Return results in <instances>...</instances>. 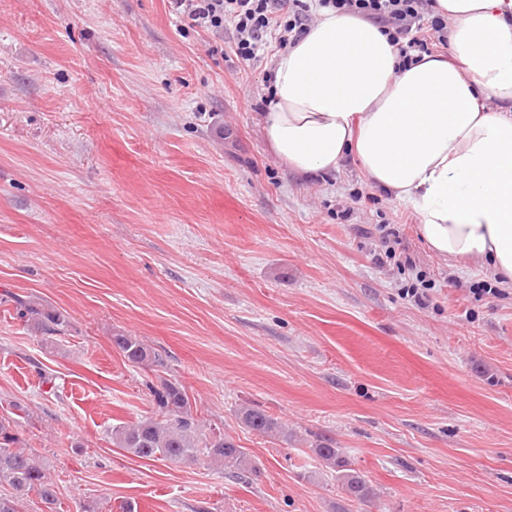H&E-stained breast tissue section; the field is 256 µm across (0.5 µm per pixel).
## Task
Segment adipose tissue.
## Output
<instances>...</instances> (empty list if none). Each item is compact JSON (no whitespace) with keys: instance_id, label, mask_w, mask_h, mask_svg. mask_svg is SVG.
<instances>
[{"instance_id":"adipose-tissue-1","label":"adipose tissue","mask_w":512,"mask_h":512,"mask_svg":"<svg viewBox=\"0 0 512 512\" xmlns=\"http://www.w3.org/2000/svg\"><path fill=\"white\" fill-rule=\"evenodd\" d=\"M435 3L452 55L401 71L378 26L322 11L273 61L266 145L307 179L355 162L434 255L512 284V0Z\"/></svg>"}]
</instances>
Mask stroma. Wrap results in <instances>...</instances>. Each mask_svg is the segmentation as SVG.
Masks as SVG:
<instances>
[{
	"label": "stroma",
	"mask_w": 512,
	"mask_h": 512,
	"mask_svg": "<svg viewBox=\"0 0 512 512\" xmlns=\"http://www.w3.org/2000/svg\"><path fill=\"white\" fill-rule=\"evenodd\" d=\"M273 55L181 27L168 0H0V415L63 512H512V287L433 255L411 208L354 163L321 182L268 151ZM434 282L421 308L372 230ZM64 314L45 338L16 299ZM164 366L132 364L115 334ZM182 385L201 430L259 467L140 459L113 426ZM255 406L283 443L246 429ZM333 439L376 491L353 502L310 446ZM112 343L131 363L143 364L144 362L151 361V363L157 366H163L165 364V360L161 354L149 349L135 336L117 334L113 336ZM242 423L250 430L281 442H288V428L278 419L264 410L255 407H243L239 411Z\"/></svg>",
	"instance_id": "stroma-1"
}]
</instances>
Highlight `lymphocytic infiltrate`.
Wrapping results in <instances>:
<instances>
[{"label": "lymphocytic infiltrate", "mask_w": 512, "mask_h": 512, "mask_svg": "<svg viewBox=\"0 0 512 512\" xmlns=\"http://www.w3.org/2000/svg\"><path fill=\"white\" fill-rule=\"evenodd\" d=\"M173 14L190 27L215 35L230 33L238 60L260 61L269 46L285 49L307 33L324 10L347 13L381 28L398 50L399 66H407L448 46V20L436 14L432 0H169ZM381 250L377 262H395L412 277L403 293L416 305L427 306L434 288L412 259H400L394 245L398 232L377 225Z\"/></svg>", "instance_id": "f902f5d3"}]
</instances>
